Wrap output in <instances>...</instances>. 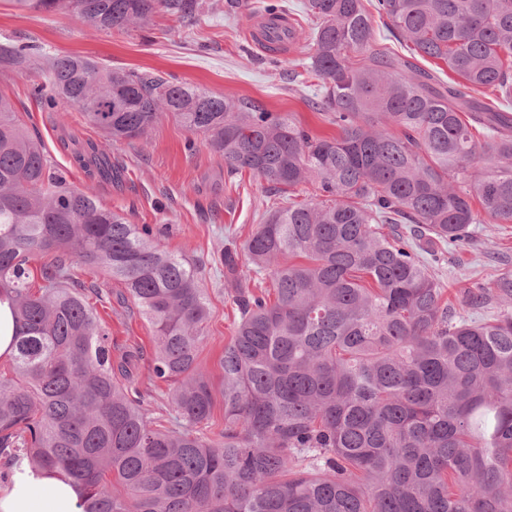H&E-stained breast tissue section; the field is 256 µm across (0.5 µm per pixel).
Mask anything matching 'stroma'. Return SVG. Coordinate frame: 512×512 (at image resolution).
<instances>
[{
	"instance_id": "obj_1",
	"label": "stroma",
	"mask_w": 512,
	"mask_h": 512,
	"mask_svg": "<svg viewBox=\"0 0 512 512\" xmlns=\"http://www.w3.org/2000/svg\"><path fill=\"white\" fill-rule=\"evenodd\" d=\"M226 0H202L203 11L182 22L170 15L155 16L141 29L106 33L76 25L64 11L35 12L0 0V42H28L60 56H81L115 69L148 70L191 83L221 96H246L263 102L271 111L292 116L312 134L331 137L336 128L311 105L316 88L309 76L291 77L285 61L301 56L300 44L273 52L250 43L248 29L262 16L264 0H239L234 13ZM37 75L0 72V92L11 98L28 128L42 141L52 165L76 187L87 178L72 166L70 154L58 137L68 131L80 141L106 148L125 168L122 184L98 188L102 201L127 215L132 223L160 228L164 249L200 263L203 284L211 300L208 341L201 353L203 366L219 375V357L229 340L235 309L224 288V270L213 262L224 248L225 237L244 241L269 210L316 197V185L297 188L293 198L262 197L249 175L231 173L205 142L187 152V131L165 118L147 139L112 142L90 126L81 113L46 112L32 94ZM436 279L449 294L471 282L490 277H512V224H477L471 240L450 248L434 265ZM97 313L112 332V353L141 347L140 388L152 389L156 411L167 406L168 387L153 382L154 343L150 326L128 315L119 304L98 307Z\"/></svg>"
}]
</instances>
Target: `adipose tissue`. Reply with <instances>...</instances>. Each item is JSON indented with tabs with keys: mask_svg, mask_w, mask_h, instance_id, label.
Instances as JSON below:
<instances>
[{
	"mask_svg": "<svg viewBox=\"0 0 512 512\" xmlns=\"http://www.w3.org/2000/svg\"><path fill=\"white\" fill-rule=\"evenodd\" d=\"M79 494L63 472L25 471L0 485V512H79Z\"/></svg>",
	"mask_w": 512,
	"mask_h": 512,
	"instance_id": "ef3b65f1",
	"label": "adipose tissue"
}]
</instances>
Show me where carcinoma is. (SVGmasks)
<instances>
[{
    "mask_svg": "<svg viewBox=\"0 0 512 512\" xmlns=\"http://www.w3.org/2000/svg\"><path fill=\"white\" fill-rule=\"evenodd\" d=\"M102 31L198 0H14ZM411 55L379 46L363 0H305L306 73L336 136L311 134L249 97L158 73L0 43V70L36 69L41 107L64 103L114 142L167 115L261 192L317 185L268 212L218 255L237 316L214 382L199 363L211 307L200 269L153 229L54 170L0 93V301L16 323L0 368V455L58 469L82 512H512V281L444 297L419 253L512 223V0H375ZM440 60L447 84L416 59ZM480 88L495 92L481 100ZM480 126L487 140H475ZM71 157L89 180L124 168L95 146ZM260 276L250 287L240 256ZM118 301L154 331L149 408L132 347L112 359L96 313ZM492 304L479 319L461 314ZM224 425L196 430L212 416Z\"/></svg>",
    "mask_w": 512,
    "mask_h": 512,
    "instance_id": "carcinoma-1",
    "label": "carcinoma"
}]
</instances>
